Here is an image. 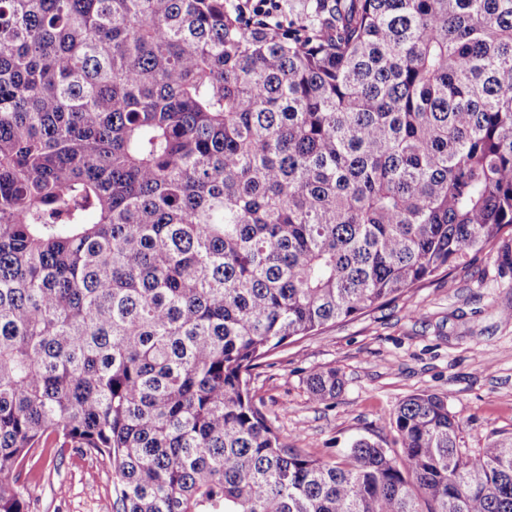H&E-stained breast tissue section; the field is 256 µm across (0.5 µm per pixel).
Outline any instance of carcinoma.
Returning a JSON list of instances; mask_svg holds the SVG:
<instances>
[{
  "instance_id": "obj_1",
  "label": "carcinoma",
  "mask_w": 512,
  "mask_h": 512,
  "mask_svg": "<svg viewBox=\"0 0 512 512\" xmlns=\"http://www.w3.org/2000/svg\"><path fill=\"white\" fill-rule=\"evenodd\" d=\"M284 8L0 0V512L40 448L116 512H512V436L463 451L438 394L325 461L249 389L512 228V0ZM244 16L254 14L268 19L279 17L282 8V0H235Z\"/></svg>"
}]
</instances>
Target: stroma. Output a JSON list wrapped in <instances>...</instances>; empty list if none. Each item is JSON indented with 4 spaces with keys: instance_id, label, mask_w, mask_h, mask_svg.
I'll list each match as a JSON object with an SVG mask.
<instances>
[{
    "instance_id": "35a3bbf8",
    "label": "stroma",
    "mask_w": 512,
    "mask_h": 512,
    "mask_svg": "<svg viewBox=\"0 0 512 512\" xmlns=\"http://www.w3.org/2000/svg\"><path fill=\"white\" fill-rule=\"evenodd\" d=\"M512 270L499 246L379 307L296 337L254 370L251 382L281 438L337 461L352 442L393 447L385 421L410 395L444 396L463 425L462 447L512 435ZM333 367L344 388L311 400L307 375ZM30 512H114L112 469L76 448H41L21 477Z\"/></svg>"
}]
</instances>
